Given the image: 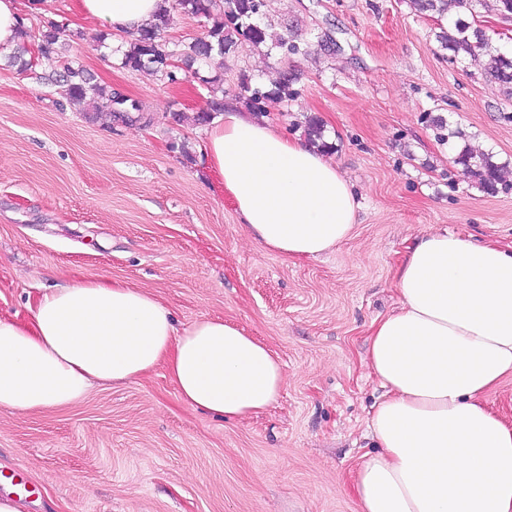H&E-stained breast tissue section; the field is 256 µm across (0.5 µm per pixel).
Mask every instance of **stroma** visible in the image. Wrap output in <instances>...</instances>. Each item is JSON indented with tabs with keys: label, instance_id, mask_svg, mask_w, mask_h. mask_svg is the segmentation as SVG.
I'll use <instances>...</instances> for the list:
<instances>
[{
	"label": "stroma",
	"instance_id": "obj_1",
	"mask_svg": "<svg viewBox=\"0 0 512 512\" xmlns=\"http://www.w3.org/2000/svg\"><path fill=\"white\" fill-rule=\"evenodd\" d=\"M23 16L32 31L66 22L74 64L154 122L70 101L44 67L0 66V317L27 318L39 289L106 276L157 297L177 328L236 324L286 379L265 411L230 421L184 404L161 365L67 406L0 408V471L32 490L21 512H358L351 472L373 447L366 420L382 395L370 326L396 307V267L431 228L512 246V186L488 193L453 161L467 145L512 166V98L482 67L450 62L437 19L410 0H267L268 20L296 27L308 54L284 62L242 44L212 70L229 100L241 81L292 75V97L266 102L264 117L298 137L321 120L360 204L336 249L291 259L245 236L200 165L194 116L209 93L190 73L172 83L123 67L127 37L94 46L101 27L73 0Z\"/></svg>",
	"mask_w": 512,
	"mask_h": 512
}]
</instances>
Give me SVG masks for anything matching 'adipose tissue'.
Here are the masks:
<instances>
[{"label":"adipose tissue","mask_w":512,"mask_h":512,"mask_svg":"<svg viewBox=\"0 0 512 512\" xmlns=\"http://www.w3.org/2000/svg\"><path fill=\"white\" fill-rule=\"evenodd\" d=\"M161 0H75L78 16L137 35ZM201 160L247 236L291 259L350 237L359 207L335 163L271 122L225 103ZM399 303L375 319L368 366L383 390L376 443L353 481L359 512H512V426L485 403L512 377V249L434 230L408 247ZM165 365L182 400L226 420L262 412L285 374L262 342L221 318L177 329L155 296L107 279L39 293L25 321L0 317V408L80 400Z\"/></svg>","instance_id":"ef3b65f1"}]
</instances>
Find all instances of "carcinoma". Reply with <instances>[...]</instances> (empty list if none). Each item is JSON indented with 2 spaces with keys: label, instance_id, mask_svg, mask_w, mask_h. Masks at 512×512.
<instances>
[{
  "label": "carcinoma",
  "instance_id": "cac0c4a2",
  "mask_svg": "<svg viewBox=\"0 0 512 512\" xmlns=\"http://www.w3.org/2000/svg\"><path fill=\"white\" fill-rule=\"evenodd\" d=\"M414 4L419 11L441 18L453 5L472 15L479 6L505 21L512 20V0H414ZM263 8L264 0H172L171 6L161 9L156 18L130 42L129 49L123 52L122 65L134 71L145 70L160 74L174 82V68L168 66L166 61H181L200 80L202 86L212 93L206 107L196 113V121L208 123L214 114L224 111V97L216 95L219 80L208 73L214 56L227 59L243 42L254 46L268 43L285 57L306 53L303 44L274 31L272 24L264 20ZM173 9L203 17L208 22L203 36L180 50L170 48L165 37ZM66 31L67 25L58 21L48 22L34 35L28 29H23L22 43L7 57V64L20 70L45 64L51 68V79L66 86L70 99L89 102L93 107L102 108L116 116L136 121L143 119L145 123H150V119L144 118L145 109L139 101L119 94L110 86L99 84L85 69L75 67L72 62L64 59L62 48ZM435 38L439 48L449 52L453 61L470 65L486 62L484 74L502 86L507 95L512 96V56L496 46L492 39H478L471 22L461 17L453 19L447 27L440 28ZM291 82L292 78L285 75L273 88L264 91L243 81L239 84V96L257 107L270 97H289ZM324 132V125L318 119L310 117L306 120L307 138L327 149L329 144L324 140ZM454 163L463 166L479 186L489 193L497 191L507 170V165L494 161L492 154L477 156L467 146L457 151Z\"/></svg>",
  "mask_w": 512,
  "mask_h": 512
}]
</instances>
